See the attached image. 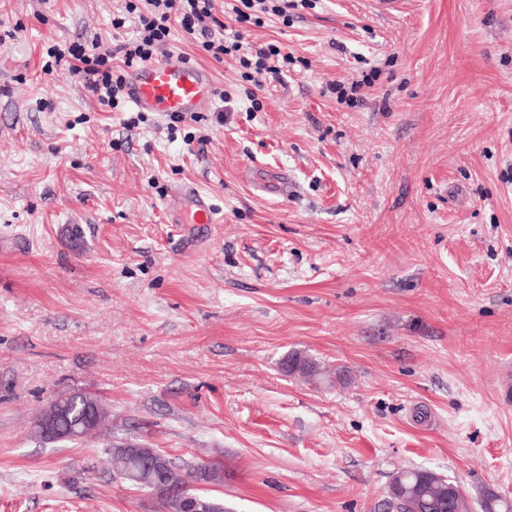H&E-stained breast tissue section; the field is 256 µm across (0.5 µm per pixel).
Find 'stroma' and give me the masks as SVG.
<instances>
[{
  "instance_id": "1",
  "label": "stroma",
  "mask_w": 512,
  "mask_h": 512,
  "mask_svg": "<svg viewBox=\"0 0 512 512\" xmlns=\"http://www.w3.org/2000/svg\"><path fill=\"white\" fill-rule=\"evenodd\" d=\"M124 7L0 0V512H160L110 473L124 440L222 463L201 488L228 512H383L407 469L512 512V0L224 14L290 57L261 110L178 32L219 95L131 132L43 69L54 42L135 38ZM189 190L216 223H172ZM73 390L108 430L35 440Z\"/></svg>"
}]
</instances>
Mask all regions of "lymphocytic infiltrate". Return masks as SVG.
<instances>
[{
  "instance_id": "1",
  "label": "lymphocytic infiltrate",
  "mask_w": 512,
  "mask_h": 512,
  "mask_svg": "<svg viewBox=\"0 0 512 512\" xmlns=\"http://www.w3.org/2000/svg\"><path fill=\"white\" fill-rule=\"evenodd\" d=\"M147 10H140L138 0H127L125 10L137 15L139 27L132 41H117L111 49H102L99 42H73L60 47L51 46L48 53L56 63L66 64L70 74L78 76L99 103L112 111H119L125 90L123 76L112 70L114 57H121L125 66H133L157 54L169 41L173 28L185 34L200 35L201 47L208 57L223 61L225 56H238L241 66L250 72L254 88L248 97L252 109H260L257 90L266 76H280L282 67L280 48L273 43L259 44L244 49L240 39L226 40L223 29L215 22L217 0H147Z\"/></svg>"
}]
</instances>
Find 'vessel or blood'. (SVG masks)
<instances>
[{
    "instance_id": "obj_1",
    "label": "vessel or blood",
    "mask_w": 512,
    "mask_h": 512,
    "mask_svg": "<svg viewBox=\"0 0 512 512\" xmlns=\"http://www.w3.org/2000/svg\"><path fill=\"white\" fill-rule=\"evenodd\" d=\"M126 92L129 103L137 111L190 117L208 110L214 82L207 68L190 64L181 52L175 51L131 70ZM174 221L212 224L216 214L207 197L188 192Z\"/></svg>"
}]
</instances>
